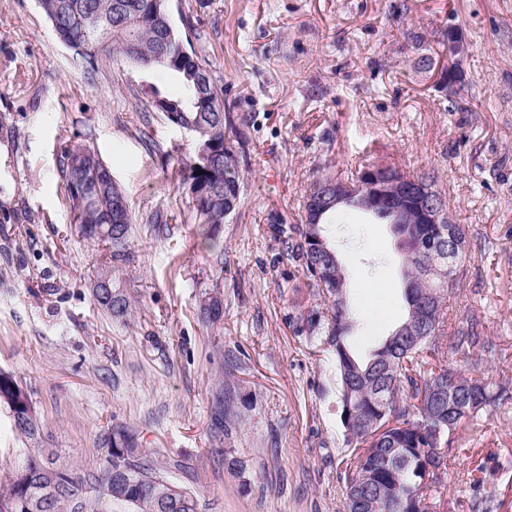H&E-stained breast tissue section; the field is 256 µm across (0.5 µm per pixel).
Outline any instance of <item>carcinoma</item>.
I'll use <instances>...</instances> for the list:
<instances>
[{"label": "carcinoma", "mask_w": 512, "mask_h": 512, "mask_svg": "<svg viewBox=\"0 0 512 512\" xmlns=\"http://www.w3.org/2000/svg\"><path fill=\"white\" fill-rule=\"evenodd\" d=\"M39 7L56 38L75 45L74 54L86 68L96 67L102 57L118 59L138 69L158 70L172 75L180 90L168 96L151 89L153 104L163 103L177 119L169 122L181 129L195 127V147L215 143L219 152L202 159L195 154L178 169L179 188L202 181L215 203L198 205L189 201L195 237L205 250L221 262L224 246L218 228L239 207L243 191L241 169L224 167V154H242L243 141L226 135L246 128L252 115L236 113L225 106L224 86L211 73L203 56L207 37L190 17L184 30L169 31L170 0H39ZM62 178L72 203L74 223L84 240L105 246L98 272L112 273V299L94 296L100 309L123 319L129 311L126 282L120 276L132 260L133 218L128 204L120 210L121 220L112 221V198L122 189L112 184L109 167L95 152L80 153L79 147H63ZM351 177L323 174L313 179L305 194H317L328 183ZM81 188V195L72 187ZM345 209L366 212L357 196L326 206L311 224L282 228L285 256L298 262L307 288L325 308L307 319L305 332L310 345L330 356L339 390L340 423L344 441L351 447L345 471L346 499L350 512H364L360 499L379 491L391 501L387 512H439V489L447 474L450 429L444 424L448 413L435 400L433 390L443 384L464 401H473L465 421L472 424L512 401V389L493 385L478 371L477 352L492 350L474 320L448 321V302L463 276L458 263L454 278L440 271L433 244L441 238L445 224H399L391 216H371L392 226L399 238L405 288V314L394 326L418 319V336L388 334L369 357L361 359L349 348L347 338L355 312L347 295V271L329 239L327 220ZM198 320L213 328L223 318V301L211 296L201 301ZM442 349L451 351L460 368L436 363ZM23 384L13 372L0 368V407L9 414L12 431L24 447L15 458L0 487V512H29L27 490L34 480L53 486L45 512H112V504L129 512H198L196 497L161 473L136 433L124 423L102 431L98 465L74 469L47 461L42 448V425L31 417L33 402L20 400ZM437 465L441 473L431 475ZM497 495L490 490L471 500V512H494Z\"/></svg>", "instance_id": "1"}]
</instances>
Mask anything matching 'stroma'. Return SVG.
Listing matches in <instances>:
<instances>
[{"instance_id":"1","label":"stroma","mask_w":512,"mask_h":512,"mask_svg":"<svg viewBox=\"0 0 512 512\" xmlns=\"http://www.w3.org/2000/svg\"><path fill=\"white\" fill-rule=\"evenodd\" d=\"M210 34L206 55L232 111L250 112L244 196L222 224L224 261L198 246L176 170L190 136L150 106L168 74L99 62L85 74L37 0H0V368L27 386L59 463L93 467L101 430L137 433L199 512H343L348 447L327 356L302 328L316 303L284 259L278 225L301 221L313 176L384 159L433 174L468 230L466 279L450 320L475 318L497 343L482 376L512 383V0H170ZM469 44L467 101L449 94L445 32ZM93 149L134 218L125 278L131 314L95 304L101 246L72 222L61 140ZM171 231L157 237L147 218ZM373 349L404 315L391 225L347 210L329 227ZM386 284L369 294L366 284ZM219 291L224 319L197 320ZM223 392L238 423L221 427ZM440 512H469V484L512 512V403L460 424Z\"/></svg>"}]
</instances>
